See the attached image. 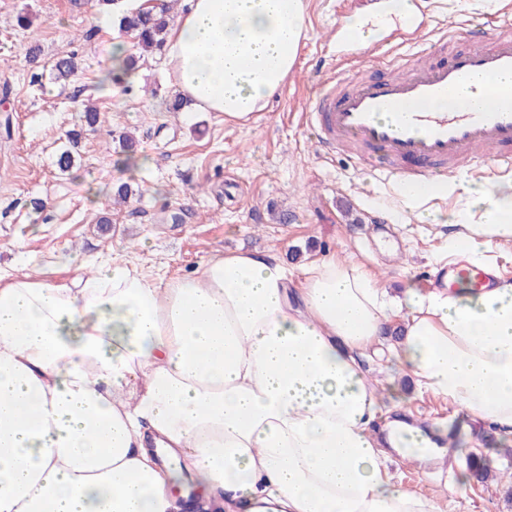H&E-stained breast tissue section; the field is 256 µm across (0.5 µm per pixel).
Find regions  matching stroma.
Instances as JSON below:
<instances>
[{"instance_id": "obj_1", "label": "stroma", "mask_w": 512, "mask_h": 512, "mask_svg": "<svg viewBox=\"0 0 512 512\" xmlns=\"http://www.w3.org/2000/svg\"><path fill=\"white\" fill-rule=\"evenodd\" d=\"M380 0H306L309 31L298 64L263 112L241 126L211 113L167 109L176 93L156 54L133 78L104 81L112 66L113 27L104 25L96 0H0V276L37 270L68 281L81 265L111 256L167 278L194 270L208 254L272 252L294 278L311 264L351 259L376 274L390 296L406 288L427 291L435 268L468 255L448 249L440 219L463 209L468 186L500 171H467L453 178V194L408 209L400 190L345 155L320 154L314 131L299 119L323 80L378 70L393 45H361L357 59L336 49V28L358 13L380 25ZM512 0H431L434 51L448 24L489 28ZM29 14L30 27L16 16ZM74 54L75 73L64 84L50 77L53 61ZM92 101L100 121L87 127L82 105ZM78 131L69 140V131ZM134 137L139 164L128 165L120 134ZM70 150L76 165L60 173L56 156ZM131 184L128 202L112 200L116 185ZM41 209H33L32 201ZM393 385L408 413L447 424L446 474L426 478L394 460L396 482L414 490L452 483L458 512H512V496L498 474L482 482L468 476L467 453L512 448V435L473 422L463 411L421 390L394 370Z\"/></svg>"}]
</instances>
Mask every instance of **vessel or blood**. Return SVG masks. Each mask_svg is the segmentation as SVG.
Segmentation results:
<instances>
[{
	"label": "vessel or blood",
	"instance_id": "vessel-or-blood-1",
	"mask_svg": "<svg viewBox=\"0 0 512 512\" xmlns=\"http://www.w3.org/2000/svg\"><path fill=\"white\" fill-rule=\"evenodd\" d=\"M416 5L417 14L397 31L406 45L417 44L425 24L427 0ZM447 37L469 46L437 61L423 50L397 55L385 75L331 80L304 115L318 150L347 153L361 168L382 155V178L413 186L424 199L443 192L449 171L466 165L512 170V89L496 83L512 74V22L485 30L454 26ZM477 76L488 81L489 102H453ZM444 99L448 108L438 109ZM462 280L477 289L495 284L477 266L448 265L432 278L438 285Z\"/></svg>",
	"mask_w": 512,
	"mask_h": 512
}]
</instances>
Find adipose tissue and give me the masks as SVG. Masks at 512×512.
Here are the masks:
<instances>
[{
  "mask_svg": "<svg viewBox=\"0 0 512 512\" xmlns=\"http://www.w3.org/2000/svg\"><path fill=\"white\" fill-rule=\"evenodd\" d=\"M169 73L191 107L234 124L294 70L305 0H186ZM449 248L512 240V181L470 192ZM390 351L419 388L512 434V282L389 296L353 261L308 267L213 253L168 279L118 259L57 283H0V512H440L442 490L393 481L425 468L443 432L399 419L362 359Z\"/></svg>",
  "mask_w": 512,
  "mask_h": 512,
  "instance_id": "1",
  "label": "adipose tissue"
}]
</instances>
